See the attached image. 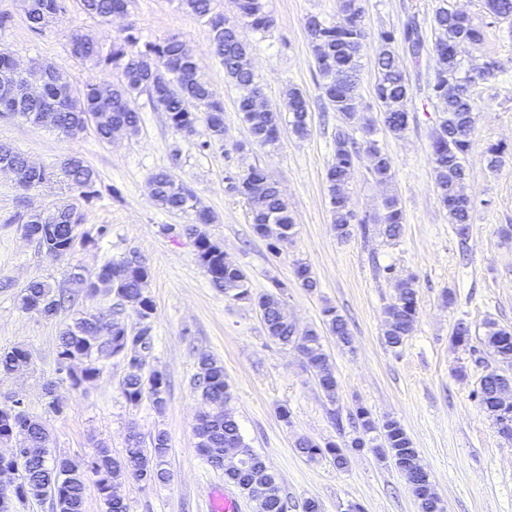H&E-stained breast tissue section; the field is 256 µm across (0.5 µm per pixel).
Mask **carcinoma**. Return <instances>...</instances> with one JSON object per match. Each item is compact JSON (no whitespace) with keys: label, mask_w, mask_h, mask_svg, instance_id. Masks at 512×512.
Here are the masks:
<instances>
[{"label":"carcinoma","mask_w":512,"mask_h":512,"mask_svg":"<svg viewBox=\"0 0 512 512\" xmlns=\"http://www.w3.org/2000/svg\"><path fill=\"white\" fill-rule=\"evenodd\" d=\"M130 2L76 0L85 14L104 22L114 11L128 8ZM178 2L181 10L196 16L208 27L211 48L224 67V80L240 91L236 111L253 143L261 147L276 145L281 135L282 112L268 103L261 108L253 105L260 83L252 66L250 50L238 38L237 26L214 11V0ZM442 2L431 20V26L438 31V38L432 45L426 44L422 27L414 17L399 30L378 34L374 94L383 108L385 126L391 133L402 135L409 124L412 85L409 75L399 64L396 47L402 46L416 65L430 50L443 58L426 86L428 99L441 112L440 122L431 137L430 154L437 196L448 210L456 234L463 239L468 235L470 212L475 206L474 198L464 192L463 184L466 180L465 160L473 143L474 111L479 108V103L459 93L448 95V86L456 87L461 82L468 86L488 82L496 78L498 65L494 63L479 70L464 67L462 52L482 43L483 30L473 18L449 6L448 0ZM341 8L350 13L345 24H332L318 15H310L305 21L307 39L321 77L320 97L341 118V124L336 128L332 160L325 174L333 230L340 240L350 237L352 226L359 222L361 229H366L367 220H357L347 194L348 181L361 153L371 157L370 172L376 181L387 184L394 178L391 157L376 141H359L354 137L357 129L366 134L370 131L367 119L358 112L356 104L360 59L368 33L362 24L361 0H341ZM68 9L69 0H32L28 27L39 34L41 17L64 16ZM237 9L240 19L257 32L265 33L274 26L265 0H237ZM486 9L491 16L512 22V0H486ZM68 41L73 57L91 64L105 75L116 74V79L89 80L80 86L63 88L51 77L37 98L23 94L6 102L0 94L1 118L17 117L32 125L47 127L66 136L72 132L78 137L87 128L84 124L86 116L102 112L104 117L94 129L98 138L106 141L116 127L137 128L140 112L136 100L145 93L157 110L166 113L170 125L179 132L192 134L198 121H204L207 140L201 147L224 142V101L215 94L211 82L200 72L196 59L177 37L143 42L130 29L107 51L83 33L70 34ZM287 109L292 133L299 138L306 137L310 108L301 89L288 91ZM510 152L506 144L488 146V166L500 167ZM0 162L13 166L16 186L24 193L44 186L51 179L46 168L31 164L25 154L7 143L0 142ZM61 171L69 187L86 201L98 197V175L81 157L65 159ZM150 182L152 197L159 207L191 210L195 213L196 224L212 223L213 216L207 209L199 207L194 190L174 172L157 171L151 175ZM224 183L227 194L242 197L249 203L253 230L269 240L271 250L278 254L282 247L292 242L295 224L288 204L262 168L251 165L225 176ZM55 212L56 222L51 224L41 222L36 214L19 212L17 219L26 237L34 240L41 252L53 260H60L75 250L71 244V225L83 223L84 215L71 212L67 205L55 208ZM381 224L383 234L390 240L402 234L404 214L396 197L385 199ZM196 252L210 285L224 291V296L232 300L254 301L268 336L299 349L321 388L329 397H334L336 378L321 337L314 329L298 330L284 314L282 296L286 285L278 282L275 290L254 294L246 271L226 261L224 250L218 243L205 236L196 246ZM295 277L308 291L318 287L315 274L304 263L295 266ZM94 288L116 299L110 309L114 328L108 336L99 334V314L85 312L65 327L59 337L57 357L63 368L69 360H77V371L66 374V380L73 388L96 380L103 372V360L112 357L124 361L128 354L136 351V343L142 337L154 340L155 306L148 294L149 271L146 265L140 264L137 256L101 266L96 272ZM77 296L78 293L57 289L46 280H33L23 290L20 304L26 312L52 317L65 304L76 305ZM128 309L138 317V326L132 330L127 328L123 318ZM323 314L328 331L338 341L350 343L351 332L346 319L333 307L325 308ZM416 315L415 281L400 279L396 283V298L386 311L384 336L388 346L396 349L403 344L414 330ZM485 328L481 344L502 363L512 365V327L488 321ZM30 365L31 354L26 348L14 346L0 350V374L17 373ZM167 389L168 380L159 371L147 374L140 368L130 369L123 380V395L132 405L147 399L160 410L165 406ZM195 389L208 408L207 412L198 415L195 427L199 455L211 467L224 471V481L248 498L252 497L254 485L264 483L269 486L270 496L254 504L255 512H287V501L282 497L266 460L244 442L229 406L231 391L224 376V365L212 357H200ZM504 389L512 391V376L493 371L483 376L473 391V397L500 427L504 421L512 420V408L503 407L498 400ZM18 425L22 427L21 443L25 451L16 461L18 479L14 497L17 501L48 499L55 512H84L85 485L86 481L92 480L103 512H127L124 501L110 492L114 485L128 477L146 485L165 482L169 477L163 468L169 450V438L164 431L154 435L149 448L141 446L137 435H130L125 454L120 459L114 458L112 449L100 442L90 460L76 461L50 454L48 433L42 423L18 407H0V441L10 439ZM372 443L380 449L382 457L392 460L415 496L421 498V512H434L433 504L441 498L432 483L422 479L417 448L396 419L388 418L378 423L367 409L359 407L355 435L344 447L301 439L297 448L309 460L327 454L336 468L342 470L348 466L349 449L367 448ZM227 448L245 449L246 463L238 469L225 468L224 451Z\"/></svg>","instance_id":"1"}]
</instances>
